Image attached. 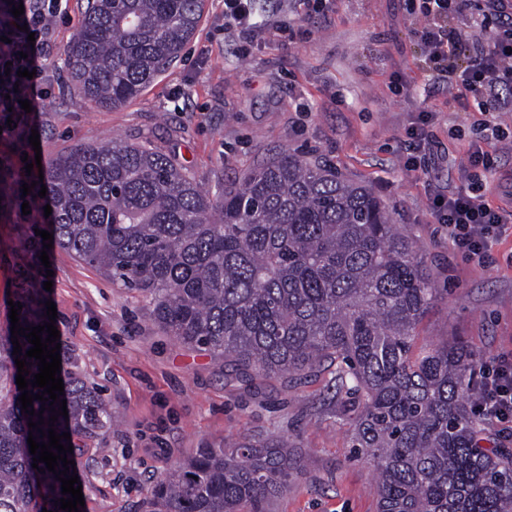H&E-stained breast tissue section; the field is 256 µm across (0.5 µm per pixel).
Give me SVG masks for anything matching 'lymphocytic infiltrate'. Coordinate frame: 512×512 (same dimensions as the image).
Returning a JSON list of instances; mask_svg holds the SVG:
<instances>
[{
  "mask_svg": "<svg viewBox=\"0 0 512 512\" xmlns=\"http://www.w3.org/2000/svg\"><path fill=\"white\" fill-rule=\"evenodd\" d=\"M23 17L0 13V126L25 117L22 100L36 101L42 93L49 53V34L62 11L63 0H31ZM487 14L498 24L485 38L473 39L455 20L465 14L470 0H419L423 20L416 35L424 62L448 85L465 89L484 115L512 107L504 90H512V0H484ZM31 70L33 78L22 77ZM504 131L492 127L469 148L465 187L445 194L434 192L429 211L436 223L447 225L457 251L486 266L491 246L512 223V207L493 205L483 191V176L493 170L495 143ZM483 416L501 426L512 425V361L501 362L486 376L476 399Z\"/></svg>",
  "mask_w": 512,
  "mask_h": 512,
  "instance_id": "f902f5d3",
  "label": "lymphocytic infiltrate"
}]
</instances>
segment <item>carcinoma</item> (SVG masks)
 Returning <instances> with one entry per match:
<instances>
[{
  "label": "carcinoma",
  "instance_id": "1",
  "mask_svg": "<svg viewBox=\"0 0 512 512\" xmlns=\"http://www.w3.org/2000/svg\"><path fill=\"white\" fill-rule=\"evenodd\" d=\"M205 0H88L64 49L73 89L118 109L181 54ZM51 233L59 247L139 292L170 336L224 357L242 377L326 376V400L349 419L352 458L375 476L377 512H512V440L486 448L472 400L482 355L458 339L417 344L435 308L422 254L370 188L285 152L212 198L170 154L144 143L81 146L51 160ZM14 175L0 159V220ZM24 327L49 321L27 276ZM0 336V512H55L69 498L41 462L29 421L70 433L73 460L112 427V403L70 372L55 403L21 412L16 358L32 344ZM66 400L68 416L49 421ZM301 472L272 435L201 448L156 479L146 512H269Z\"/></svg>",
  "mask_w": 512,
  "mask_h": 512
}]
</instances>
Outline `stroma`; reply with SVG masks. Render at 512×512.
<instances>
[{"label":"stroma","instance_id":"35a3bbf8","mask_svg":"<svg viewBox=\"0 0 512 512\" xmlns=\"http://www.w3.org/2000/svg\"><path fill=\"white\" fill-rule=\"evenodd\" d=\"M86 4L67 0L52 25L49 93L28 123L42 162L115 138L147 142L175 152L214 196L284 150L330 166L392 204L393 223L422 252L441 299L421 342L462 338L490 363L512 356V230L492 246L497 265L482 268L428 213L432 186L461 187L483 117L472 98L433 79L408 0H333L319 13L304 0H257L264 28L248 44L225 26L224 0H205L179 59L116 110L65 85L63 51ZM396 77L412 96L390 91ZM423 110L436 114L442 154L427 171H410L405 130ZM49 224L40 208L0 222V335L11 327L8 302L37 261L19 242ZM48 256L62 367L78 366L118 417L76 463L86 512H144L151 482L175 463L266 434L288 439L303 464L272 512H376L371 470L352 459L348 424L320 407L322 377L291 388L280 379L237 381L207 349L164 333L137 293L59 248Z\"/></svg>","mask_w":512,"mask_h":512}]
</instances>
